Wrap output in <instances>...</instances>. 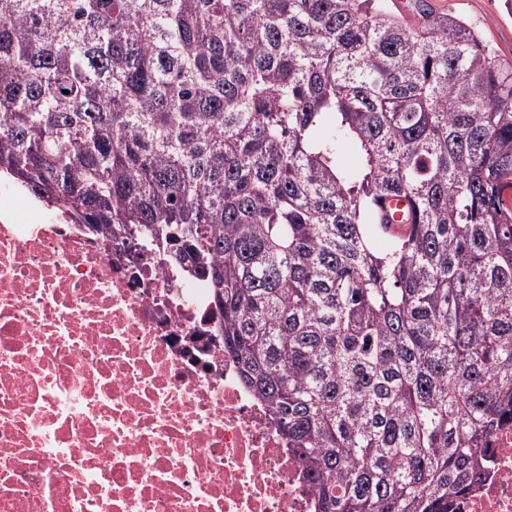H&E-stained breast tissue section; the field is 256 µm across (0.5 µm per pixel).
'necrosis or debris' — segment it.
Instances as JSON below:
<instances>
[{
  "label": "necrosis or debris",
  "mask_w": 512,
  "mask_h": 512,
  "mask_svg": "<svg viewBox=\"0 0 512 512\" xmlns=\"http://www.w3.org/2000/svg\"><path fill=\"white\" fill-rule=\"evenodd\" d=\"M448 512H512V416ZM207 278L0 194V512H313Z\"/></svg>",
  "instance_id": "4bbe7bcc"
}]
</instances>
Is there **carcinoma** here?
I'll use <instances>...</instances> for the list:
<instances>
[{"instance_id":"cac0c4a2","label":"carcinoma","mask_w":512,"mask_h":512,"mask_svg":"<svg viewBox=\"0 0 512 512\" xmlns=\"http://www.w3.org/2000/svg\"><path fill=\"white\" fill-rule=\"evenodd\" d=\"M2 172L210 280L314 512H448L482 480L512 410V61L463 18L0 0ZM389 197L411 228L379 249Z\"/></svg>"}]
</instances>
